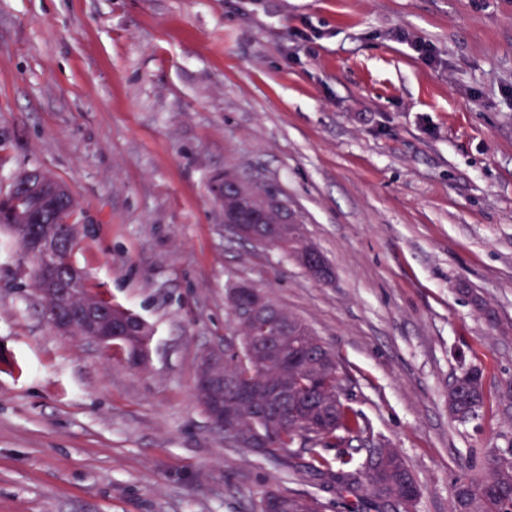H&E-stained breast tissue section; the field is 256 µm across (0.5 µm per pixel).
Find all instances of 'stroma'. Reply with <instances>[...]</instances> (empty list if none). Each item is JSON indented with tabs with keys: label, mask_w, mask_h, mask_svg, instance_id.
Listing matches in <instances>:
<instances>
[{
	"label": "stroma",
	"mask_w": 512,
	"mask_h": 512,
	"mask_svg": "<svg viewBox=\"0 0 512 512\" xmlns=\"http://www.w3.org/2000/svg\"><path fill=\"white\" fill-rule=\"evenodd\" d=\"M35 168L73 195L92 290L151 339L133 367L60 334L0 229V512H253L314 491L198 402L243 282L339 355L414 512H450L512 446V0H0V196ZM226 172L278 189L331 282L225 229ZM465 363L487 398L461 423ZM454 380V385H448V411L458 421L466 422L478 415L486 400L482 370L470 366L464 376Z\"/></svg>",
	"instance_id": "1"
}]
</instances>
